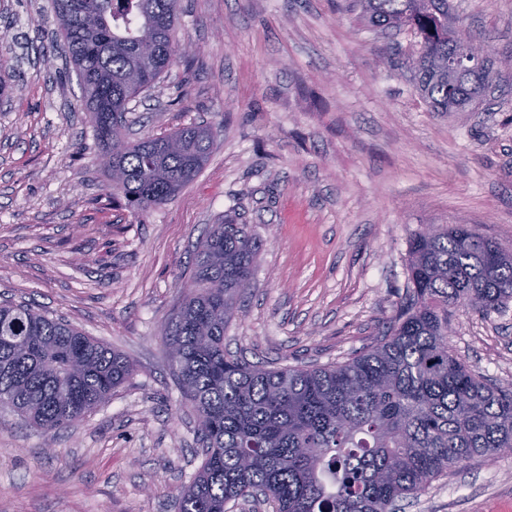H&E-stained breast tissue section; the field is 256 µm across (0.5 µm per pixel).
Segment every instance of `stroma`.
<instances>
[{"mask_svg": "<svg viewBox=\"0 0 512 512\" xmlns=\"http://www.w3.org/2000/svg\"><path fill=\"white\" fill-rule=\"evenodd\" d=\"M351 0H181L189 61L132 102L130 138L208 124L197 178L144 214L114 200L101 146L58 41L53 0H0V301L32 304L134 364L109 402L46 433L0 407V512H177L201 465L195 415L163 330L193 252L224 217L261 239L224 344L272 367L346 361L376 343L433 224L477 225L512 252V0H448L492 45L486 99L433 112ZM455 353L512 387V301L452 308ZM401 512H512V454L432 482Z\"/></svg>", "mask_w": 512, "mask_h": 512, "instance_id": "35a3bbf8", "label": "stroma"}]
</instances>
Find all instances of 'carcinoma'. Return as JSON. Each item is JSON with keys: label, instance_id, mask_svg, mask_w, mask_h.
Instances as JSON below:
<instances>
[{"label": "carcinoma", "instance_id": "cac0c4a2", "mask_svg": "<svg viewBox=\"0 0 512 512\" xmlns=\"http://www.w3.org/2000/svg\"><path fill=\"white\" fill-rule=\"evenodd\" d=\"M377 32L417 36L406 67L434 112H465L492 87L488 64L448 77L441 61L469 37L448 0H357ZM65 59L110 158L112 191L136 213L173 200L201 172L210 125L133 141L129 104L184 51L180 0H53ZM262 242L232 218L196 248L164 336L182 396L196 412L202 463L177 490L178 512H226L263 497L273 512H396L435 480L512 449V388L454 354L448 307L498 311L512 299V253L470 224H438L410 242L409 286L386 334L328 366L267 368L224 347ZM132 361L33 307L0 303V404L52 432L106 402Z\"/></svg>", "mask_w": 512, "mask_h": 512}]
</instances>
